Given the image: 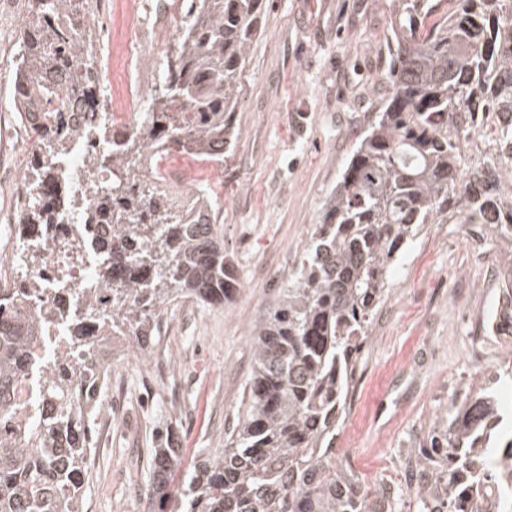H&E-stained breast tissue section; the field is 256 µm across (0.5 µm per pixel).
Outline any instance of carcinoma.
<instances>
[{
	"mask_svg": "<svg viewBox=\"0 0 512 512\" xmlns=\"http://www.w3.org/2000/svg\"><path fill=\"white\" fill-rule=\"evenodd\" d=\"M387 44L390 91L358 138L336 188L311 232V247L253 336L248 405L224 447L170 490L180 449H148L156 480L149 495L172 512H397L401 495L368 485L336 466V430L344 419L356 362L393 265L426 224H473L485 239L507 242L500 260V318L512 334V0H392ZM264 0H185L178 44L165 53L162 91L112 156H89L112 168L91 187L92 214L112 219L101 247L102 289L77 311L54 303L39 313L27 301L40 280L14 282L0 297V512H84L83 485L93 444L94 389L106 384L112 337L149 350L165 304L191 298L234 302L233 260L213 222L219 199L182 193L164 178H145L154 151L172 145L203 161L224 157L251 45L260 35ZM93 0H29L21 20L13 100L37 132L24 182L43 185L83 134L68 121L54 71L72 58L67 90L98 85ZM55 223L33 197L20 210L21 235ZM126 273L113 286L111 271ZM110 304L106 314L101 304ZM66 334L42 348L58 320ZM97 335H86L89 324ZM472 393L453 394L409 466L419 512H468L470 496L512 512V420L499 389L512 382V349ZM33 380L30 415L15 400Z\"/></svg>",
	"mask_w": 512,
	"mask_h": 512,
	"instance_id": "1",
	"label": "carcinoma"
}]
</instances>
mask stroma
I'll use <instances>...</instances> for the list:
<instances>
[{
	"label": "stroma",
	"instance_id": "obj_1",
	"mask_svg": "<svg viewBox=\"0 0 512 512\" xmlns=\"http://www.w3.org/2000/svg\"><path fill=\"white\" fill-rule=\"evenodd\" d=\"M28 0H0V239L20 237L16 188L30 163V129L12 106L17 29ZM161 0H97L96 20L114 44L141 33L134 71L102 81L121 100L136 79L160 89L164 54L177 27ZM392 0H266L261 34L246 60L235 138L220 164L176 151L173 171L220 199L215 221L241 287L233 304L169 303L150 356L129 340L112 346V366L95 419L112 424L99 439L85 483V512H148V448L166 434L182 450L184 472L224 445L254 364V325L279 300L310 244L311 230L353 145L388 89L380 77L391 57L385 37ZM500 246L476 243L459 224H428L389 274L384 302L356 364L345 420L336 439L340 467L373 484L401 488L400 512H417L405 457L417 436L459 390H478L502 359L504 336L474 339L499 298ZM485 335V334H484Z\"/></svg>",
	"mask_w": 512,
	"mask_h": 512
}]
</instances>
